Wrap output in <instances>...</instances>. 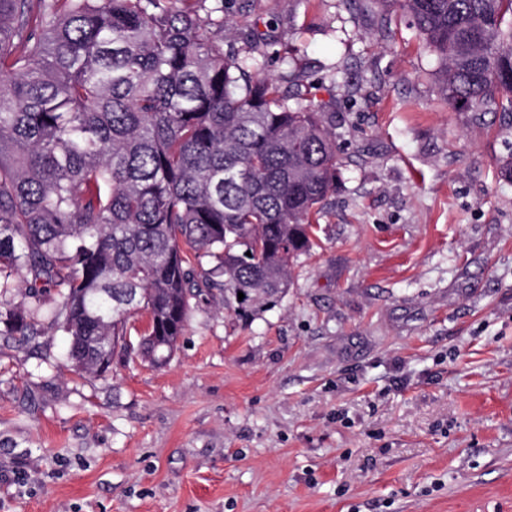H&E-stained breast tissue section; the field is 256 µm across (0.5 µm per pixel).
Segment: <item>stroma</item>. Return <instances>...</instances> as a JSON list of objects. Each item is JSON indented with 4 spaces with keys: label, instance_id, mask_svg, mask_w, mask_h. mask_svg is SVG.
<instances>
[{
    "label": "stroma",
    "instance_id": "35a3bbf8",
    "mask_svg": "<svg viewBox=\"0 0 512 512\" xmlns=\"http://www.w3.org/2000/svg\"><path fill=\"white\" fill-rule=\"evenodd\" d=\"M271 26L340 160L252 317L194 306L160 365L80 377L0 336V512H512V114L455 112L377 0H224Z\"/></svg>",
    "mask_w": 512,
    "mask_h": 512
}]
</instances>
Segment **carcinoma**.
<instances>
[{"label": "carcinoma", "mask_w": 512, "mask_h": 512, "mask_svg": "<svg viewBox=\"0 0 512 512\" xmlns=\"http://www.w3.org/2000/svg\"><path fill=\"white\" fill-rule=\"evenodd\" d=\"M408 12L458 112L512 111V0H379ZM224 0H0V335L42 320L77 371L161 364L192 300L253 312L315 246L336 133L267 34ZM213 267H203V259ZM244 298L238 299V293Z\"/></svg>", "instance_id": "carcinoma-1"}]
</instances>
